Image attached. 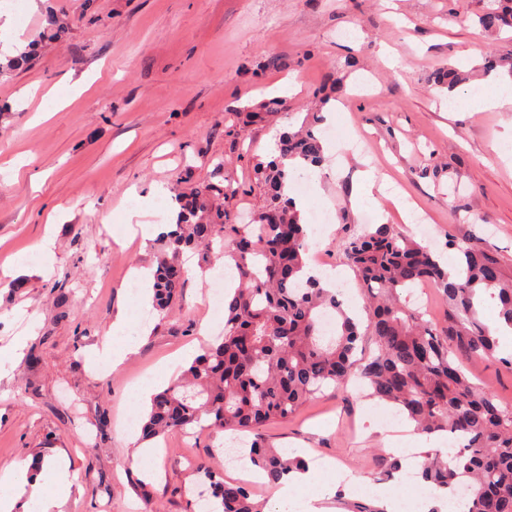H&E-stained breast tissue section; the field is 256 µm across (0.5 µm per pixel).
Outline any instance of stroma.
Here are the masks:
<instances>
[{"instance_id": "35a3bbf8", "label": "stroma", "mask_w": 512, "mask_h": 512, "mask_svg": "<svg viewBox=\"0 0 512 512\" xmlns=\"http://www.w3.org/2000/svg\"><path fill=\"white\" fill-rule=\"evenodd\" d=\"M497 0H41L15 22L18 41L0 42V65L33 48L22 67L0 77V348L26 345L0 364V467L31 458L64 459L72 486L63 512H194L197 469L240 476L227 447L251 432L187 437L178 431L134 465L131 434L147 403L135 389L173 355L224 331L211 281L197 282L198 256L185 259L183 294L171 311L141 322L134 271L152 268L157 238L132 235L126 215L146 208L153 224L171 221L176 196L233 177L241 213L263 196L254 166L268 162L277 135L319 117L336 128L325 161L291 191L308 210L328 207L325 233L309 232V254L356 285L338 243L368 223L395 225L421 239L413 216L391 200L354 205L363 171L417 203L433 227L429 246L454 261L448 237L482 236L512 268V110L447 111L471 90L447 91L431 73L456 67L476 84H503L508 68L484 72V58L512 50V36L477 23ZM67 22L64 41L50 39ZM398 58L390 68L380 58ZM291 80L278 111L224 133L225 113L269 100ZM50 240L53 264L42 272L38 249ZM23 278V293L11 280ZM66 281L64 306L53 285ZM125 317L139 337L111 373L92 356L113 342ZM477 383L512 402V371L497 358H469ZM395 410L368 398L357 380L327 387L288 421L263 429L281 451L302 450L311 463L332 461L343 478L327 507L355 501L353 486L374 485L414 498L419 484L381 479L379 430L399 422ZM190 489L187 497L175 487Z\"/></svg>"}]
</instances>
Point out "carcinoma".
I'll use <instances>...</instances> for the list:
<instances>
[{
	"label": "carcinoma",
	"instance_id": "obj_1",
	"mask_svg": "<svg viewBox=\"0 0 512 512\" xmlns=\"http://www.w3.org/2000/svg\"><path fill=\"white\" fill-rule=\"evenodd\" d=\"M479 16L481 27L498 33L512 28V0ZM431 81L453 91L465 83L455 68L431 75ZM264 107L224 113V123H254ZM278 155L257 165L265 203L253 222L230 221L240 184L208 183L176 198V224L162 236L153 271V304L165 313L181 296L182 255L187 250L224 259L236 270L237 286L224 295V335L184 367L177 378L153 395L143 417L142 439L165 438L175 430L202 426L209 430L247 429L254 439L245 449L251 464L275 487L293 471L306 469L300 456L270 447L262 428L287 420L327 385L344 386L356 376L370 396L394 406L426 434L446 432L459 447L433 448L424 455L418 476L437 488L457 493L466 488L469 512H512V403L473 382L458 362L496 354L498 337L479 319L476 293L497 292L499 318L512 327V272L476 234L459 241L448 237L458 262L445 267L431 249L378 224L339 242L355 270L367 301L366 323L347 311L336 290L303 278L307 233L293 201L284 194L298 167L322 165L323 143L310 128L284 133ZM224 199L212 210L209 197ZM429 283L446 308L442 324L410 306L412 288ZM336 320V334L325 338L322 319ZM375 349L356 359L357 343ZM207 512H264V502L239 481L216 479L203 469Z\"/></svg>",
	"mask_w": 512,
	"mask_h": 512
}]
</instances>
